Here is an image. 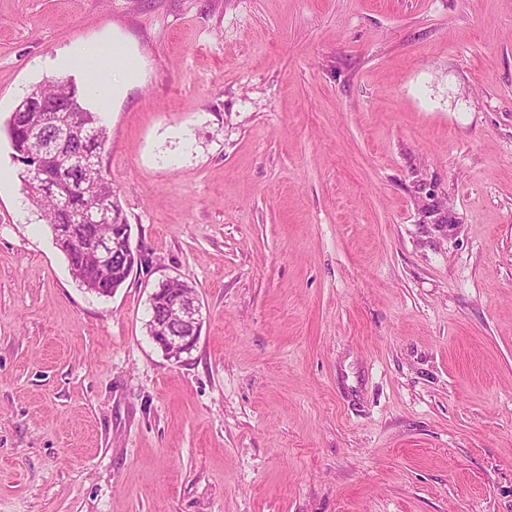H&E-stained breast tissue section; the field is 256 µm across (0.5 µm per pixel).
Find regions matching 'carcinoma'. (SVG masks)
Listing matches in <instances>:
<instances>
[{
    "label": "carcinoma",
    "mask_w": 512,
    "mask_h": 512,
    "mask_svg": "<svg viewBox=\"0 0 512 512\" xmlns=\"http://www.w3.org/2000/svg\"><path fill=\"white\" fill-rule=\"evenodd\" d=\"M32 90L45 101L52 103L62 111L55 113L57 119L65 118L66 113L78 114V119L91 127L93 135L77 138L68 147V151L57 155L49 165L63 167L70 152H87L96 169L92 186L82 192H68L63 196L54 193H31L29 189L39 185L43 167L41 149L27 140L26 128L43 116L41 112H13L6 124V133L13 154L24 166L23 193L29 204L35 208L39 220L47 224L51 233L64 227L73 229L78 245L63 252L68 261L71 274L80 286L87 290L99 289L103 296L112 292V286L124 283L132 271L124 257H113L105 267L98 266L95 250L104 241L112 242V225L128 223L122 206L112 188V177L102 165V154L108 141L109 132L104 112L92 105L89 89L77 85L69 78L57 75L46 77ZM87 210L100 211L98 222L80 224L77 216ZM184 294L196 297L195 290L179 281L167 282L159 287L153 301L151 313L164 309L171 297Z\"/></svg>",
    "instance_id": "cac0c4a2"
}]
</instances>
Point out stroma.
<instances>
[{
  "mask_svg": "<svg viewBox=\"0 0 512 512\" xmlns=\"http://www.w3.org/2000/svg\"><path fill=\"white\" fill-rule=\"evenodd\" d=\"M113 43L112 296L0 135V512H512V0H0V124ZM108 46L94 45L87 48L85 57L93 59L96 62L101 61L102 67L112 72L120 73L124 69V63L127 58V52L120 44L112 45V55L105 52ZM156 292L153 301H151V318L155 313L164 309L165 303L168 302L171 297L177 296L171 299L168 307H175L180 313V321L184 325L191 327L196 330L200 324V327L193 336H184L177 332L165 330L162 332L161 339L157 341V344L167 355L178 356L181 353L186 352L189 348L190 342L194 341L195 336H199L201 323L199 317V304L195 300H187L180 294H185L188 297L196 298L195 290L185 284L184 282L172 281L162 284ZM150 318V319H151Z\"/></svg>",
  "mask_w": 512,
  "mask_h": 512,
  "instance_id": "obj_1",
  "label": "stroma"
}]
</instances>
